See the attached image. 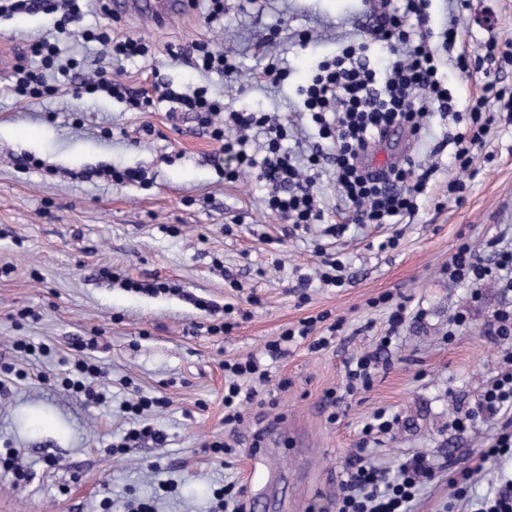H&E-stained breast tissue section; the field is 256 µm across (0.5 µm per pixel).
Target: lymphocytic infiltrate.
<instances>
[{
  "mask_svg": "<svg viewBox=\"0 0 512 512\" xmlns=\"http://www.w3.org/2000/svg\"><path fill=\"white\" fill-rule=\"evenodd\" d=\"M372 24L362 39L339 42L330 56L321 60L309 83L301 89L303 110L316 127L320 139L335 147L331 156L315 150L306 167H298L281 142L287 127L265 112H225L223 99L208 88L177 91L166 83H155L152 94L135 97L111 70L98 69L90 79L74 78L77 95L107 94L133 108L157 103L175 104L177 111L196 113L211 128V137L224 155V177L238 179L257 170L270 187L268 207L291 223L319 224L324 212L315 191L316 179L324 166H331L336 191L343 205L352 210L361 224H391L412 214L436 171L406 156L382 171L373 169V153L391 132L402 129L417 139L426 132L434 105L441 116L452 117L459 130L447 137L452 158L460 170H470L475 150L485 146L496 120L495 103L505 98L495 69L497 41L484 43L487 80L483 94L459 109V98L449 82L448 71L457 76L469 74L471 60L461 48L457 19L445 28L431 24L433 0H371ZM43 11L58 14L56 28L66 31L82 12V0H0V17L18 12ZM86 41L99 42L113 60L147 58L151 47L135 36H116L110 29L85 30ZM32 62L15 68V90L19 96L38 98L51 93L43 72L55 67L60 73L75 69L74 61L58 64L59 47L47 40L33 44ZM259 130L267 139L266 154L257 157L247 150L251 131ZM491 255L485 256L470 242H461L448 260L449 281L475 287L497 279L512 288V245L503 239L491 241ZM493 334L503 344L502 360L509 372L501 374L479 396L475 409L453 421L464 427L466 421L481 415L506 413L507 419L496 437L480 449L481 459L512 454V313L494 315ZM270 380L268 369L249 356L224 364V425L235 428L243 421V406L252 402L261 386ZM432 467L424 456L416 455L403 463L395 475H387L372 463L353 464L346 472L338 512H407L418 488L431 477Z\"/></svg>",
  "mask_w": 512,
  "mask_h": 512,
  "instance_id": "f902f5d3",
  "label": "lymphocytic infiltrate"
}]
</instances>
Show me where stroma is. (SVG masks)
<instances>
[{
	"mask_svg": "<svg viewBox=\"0 0 512 512\" xmlns=\"http://www.w3.org/2000/svg\"><path fill=\"white\" fill-rule=\"evenodd\" d=\"M369 12L367 0H230L223 27L212 29L196 9L157 26L113 17L100 0H88L63 34L52 14L0 18V45L25 54L46 37L79 72L111 65L140 93L155 81L204 86L225 107L286 116L299 109V90L318 62L337 40L362 34ZM489 24L501 49L512 51V0H470L460 17L468 52L479 54ZM100 27L145 39L154 57L107 62L98 43L79 35ZM305 32L312 41L302 40ZM269 35L270 54L290 72L279 87L257 78L267 57L257 44ZM201 42L233 52L234 84L185 59ZM13 81L0 70V461L17 459L28 477L15 480L0 465V512H131L133 501L148 498L157 512H225L215 492L230 482L244 486L252 512H336L350 462L361 457L393 471L417 454L428 455L436 477L411 512H475L492 484L512 477V455L479 458L498 418L463 432L450 427L504 369L489 331L494 311L512 306V292L490 281L473 290L443 271L461 240L480 248L496 236L512 238V122H499L475 153L477 174L462 201L448 198L460 171L449 153L433 152L445 133L436 121L421 139L400 131L379 148L385 157L438 164L413 216L355 223L324 178L317 191L325 223L305 227L266 207L269 186L259 172L225 181L219 146L193 113L77 97L58 74L49 79L56 93L23 100ZM111 167L138 169L144 178L118 184L103 175ZM328 224L335 234H326ZM319 246L345 263L343 287L316 279ZM128 280L142 290L125 288ZM160 282L166 290L153 291ZM384 294L411 312L394 334L386 309L372 304ZM196 296L248 317L230 332L215 331L218 317L196 307ZM460 310L469 320L450 332ZM324 312L343 322L330 348L314 351L301 340L282 357L269 356V342ZM388 334L390 349L378 351ZM19 339L50 352L14 351ZM92 339L95 349L80 350ZM364 353L378 356L371 384L347 394L346 366ZM80 355L105 371L98 385L110 402L64 384ZM247 355L268 367L271 380L261 403L247 405L243 423L230 430L224 363ZM142 396L165 404L137 419L124 412V403ZM380 409L394 421L390 433L360 448L364 425ZM146 424L164 442L121 447L130 429ZM215 440L229 445L225 458L207 450ZM465 467L479 473L458 500L448 477Z\"/></svg>",
	"mask_w": 512,
	"mask_h": 512,
	"instance_id": "stroma-1",
	"label": "stroma"
}]
</instances>
